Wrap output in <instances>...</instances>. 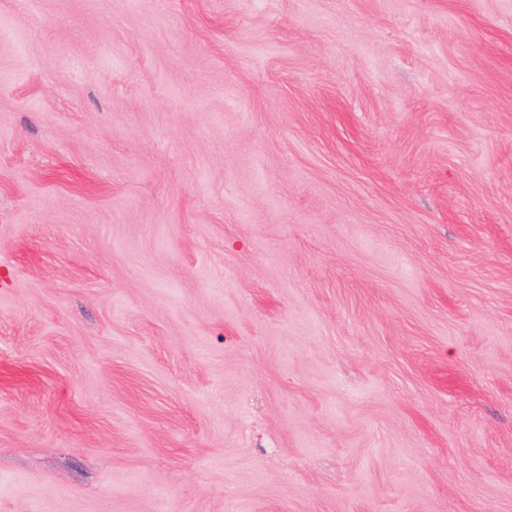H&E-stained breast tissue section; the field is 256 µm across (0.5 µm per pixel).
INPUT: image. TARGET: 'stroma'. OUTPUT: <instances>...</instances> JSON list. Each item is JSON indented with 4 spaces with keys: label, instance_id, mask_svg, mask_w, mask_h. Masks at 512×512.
<instances>
[{
    "label": "stroma",
    "instance_id": "stroma-1",
    "mask_svg": "<svg viewBox=\"0 0 512 512\" xmlns=\"http://www.w3.org/2000/svg\"><path fill=\"white\" fill-rule=\"evenodd\" d=\"M0 512H512V0H0Z\"/></svg>",
    "mask_w": 512,
    "mask_h": 512
}]
</instances>
